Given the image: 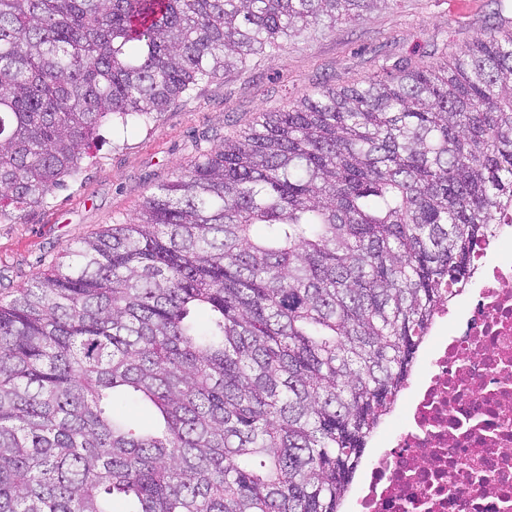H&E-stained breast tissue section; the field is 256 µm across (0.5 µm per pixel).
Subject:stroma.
Masks as SVG:
<instances>
[{"label":"stroma","mask_w":512,"mask_h":512,"mask_svg":"<svg viewBox=\"0 0 512 512\" xmlns=\"http://www.w3.org/2000/svg\"><path fill=\"white\" fill-rule=\"evenodd\" d=\"M496 9L494 0H396L200 83L150 123H105L75 178L0 222V290L25 286L69 244L134 217L152 188L221 147L258 111L282 110L324 82H360L386 62H429L434 46L456 50L496 24Z\"/></svg>","instance_id":"stroma-1"}]
</instances>
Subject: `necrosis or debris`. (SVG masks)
Returning a JSON list of instances; mask_svg holds the SVG:
<instances>
[{
    "mask_svg": "<svg viewBox=\"0 0 512 512\" xmlns=\"http://www.w3.org/2000/svg\"><path fill=\"white\" fill-rule=\"evenodd\" d=\"M481 243L483 275L437 313L405 421L373 449L352 512H512V249Z\"/></svg>",
    "mask_w": 512,
    "mask_h": 512,
    "instance_id": "obj_1",
    "label": "necrosis or debris"
}]
</instances>
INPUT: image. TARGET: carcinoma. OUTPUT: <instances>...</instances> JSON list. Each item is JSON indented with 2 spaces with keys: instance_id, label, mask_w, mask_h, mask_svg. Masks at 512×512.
<instances>
[{
  "instance_id": "carcinoma-1",
  "label": "carcinoma",
  "mask_w": 512,
  "mask_h": 512,
  "mask_svg": "<svg viewBox=\"0 0 512 512\" xmlns=\"http://www.w3.org/2000/svg\"><path fill=\"white\" fill-rule=\"evenodd\" d=\"M393 2L0 0V219L77 176L105 119ZM493 224L509 24L257 113L0 296V512H339Z\"/></svg>"
}]
</instances>
